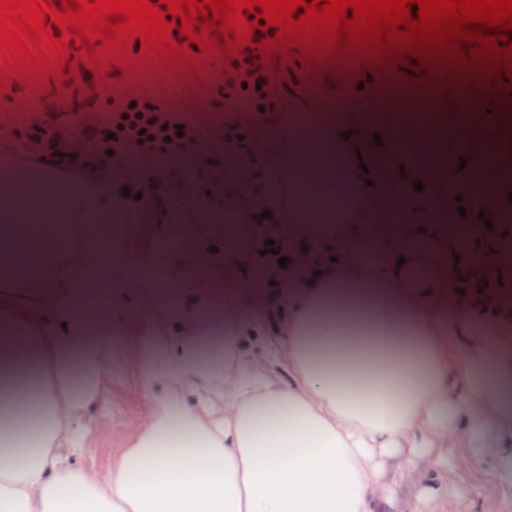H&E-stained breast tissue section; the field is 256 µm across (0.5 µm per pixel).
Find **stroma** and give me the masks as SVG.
Returning <instances> with one entry per match:
<instances>
[{
  "label": "stroma",
  "mask_w": 512,
  "mask_h": 512,
  "mask_svg": "<svg viewBox=\"0 0 512 512\" xmlns=\"http://www.w3.org/2000/svg\"><path fill=\"white\" fill-rule=\"evenodd\" d=\"M417 64L414 58L403 63L375 58L362 63L350 60L341 65L332 61L320 63L308 59L306 51L293 49L278 60L280 81L263 92L233 97L224 89V60L215 51L197 54L184 74L168 71L160 61L113 63L95 85L91 108L108 112L114 103L130 95L147 100L160 110H171L175 118L184 122L196 143L204 145L211 159L209 168L168 175L159 189L155 220L177 231L188 225L209 223L212 215L223 211L224 204L217 199L209 210H188L181 203L182 195L188 191L202 199L223 182L227 136L254 134L261 112L289 113L298 103L311 109L345 93L355 101L372 98L397 85L403 75L415 72ZM82 79L80 64L67 61L60 66L58 75L48 76L40 84L21 77L0 83V130L19 123L36 106L51 107L55 93L63 86L81 89ZM128 152L137 153L148 164L164 167L179 163L171 155L159 156L143 150L133 140L115 144L68 132L58 145L35 156L23 146L0 137V169L17 160L33 164L41 172L79 169L96 177L107 165L110 154ZM114 341L120 362L117 376L108 386L113 421L105 437L92 438L87 456L88 464L102 472L111 468L113 458L122 450L129 422L143 408L138 397L136 339L120 334ZM395 496L402 512H512V474L503 473L492 449L452 448L448 451V465L440 473L419 467L414 481L397 487Z\"/></svg>",
  "instance_id": "stroma-1"
}]
</instances>
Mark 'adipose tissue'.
<instances>
[{
	"label": "adipose tissue",
	"instance_id": "1",
	"mask_svg": "<svg viewBox=\"0 0 512 512\" xmlns=\"http://www.w3.org/2000/svg\"><path fill=\"white\" fill-rule=\"evenodd\" d=\"M431 85L226 142L247 240L195 227L175 286L99 287L135 235L98 181L0 186V512H392L415 459L479 441L512 469V105ZM257 272L267 302L241 313ZM116 327L138 338L144 413L102 474L84 450L110 420Z\"/></svg>",
	"mask_w": 512,
	"mask_h": 512
}]
</instances>
